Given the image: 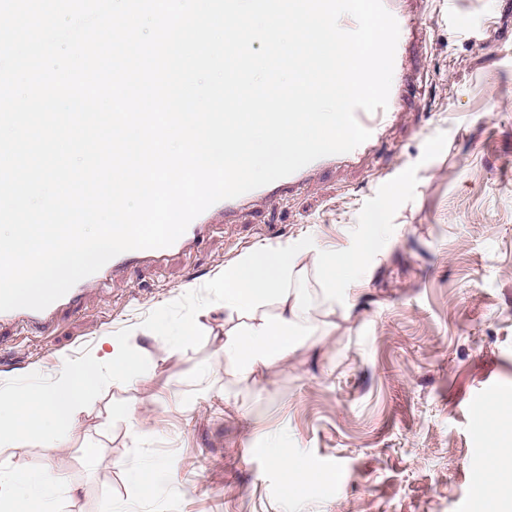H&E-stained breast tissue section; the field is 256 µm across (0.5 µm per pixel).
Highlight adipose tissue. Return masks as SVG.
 <instances>
[{
  "label": "adipose tissue",
  "mask_w": 512,
  "mask_h": 512,
  "mask_svg": "<svg viewBox=\"0 0 512 512\" xmlns=\"http://www.w3.org/2000/svg\"><path fill=\"white\" fill-rule=\"evenodd\" d=\"M387 225L370 215L352 247L337 253L302 243L253 249L224 269V363L247 378L274 366L292 347L299 327L329 328L333 316L353 307L343 290L365 273ZM315 271L323 290L319 303L305 300L296 281ZM140 377L139 361L120 345L111 352L68 361L59 373L34 386H0V433L19 442L36 435L46 455L66 444L86 406L98 395L105 375ZM64 475L50 466L30 471L0 463V512H57Z\"/></svg>",
  "instance_id": "ef3b65f1"
}]
</instances>
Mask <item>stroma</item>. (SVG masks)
Instances as JSON below:
<instances>
[{
    "label": "stroma",
    "mask_w": 512,
    "mask_h": 512,
    "mask_svg": "<svg viewBox=\"0 0 512 512\" xmlns=\"http://www.w3.org/2000/svg\"><path fill=\"white\" fill-rule=\"evenodd\" d=\"M410 8L399 116L361 165L220 222L164 268L116 272L52 335L0 326V382L54 373L107 334L140 362L138 379L105 378L53 459L34 437L0 446L78 487L62 512H482L480 486L512 484V447L478 433L512 417V0ZM379 209L391 230L348 318L227 375L225 266L257 246L350 247ZM159 317L196 322L195 338L168 349Z\"/></svg>",
    "instance_id": "stroma-1"
}]
</instances>
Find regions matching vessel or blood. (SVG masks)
I'll return each instance as SVG.
<instances>
[{
  "mask_svg": "<svg viewBox=\"0 0 512 512\" xmlns=\"http://www.w3.org/2000/svg\"><path fill=\"white\" fill-rule=\"evenodd\" d=\"M388 11L394 12L399 24L400 35L394 61V82L391 85L387 108L374 112L357 110V122L369 130L371 136L368 144H362L341 156H325L304 166L291 175L276 180L268 185L247 192L239 197L220 201L198 217L188 226L185 233L171 246L158 249H141L122 253L108 261L97 273L91 275V282L105 279L111 272L119 268H127L141 262L160 265L165 263L173 254L186 252L197 248L209 235L216 216L231 218L242 213L247 207L257 202H275L287 195L289 188L304 182L314 171L342 161L345 163L358 162L367 152L369 144L379 141L386 128L396 119L398 101L401 94L399 79L405 71V46L417 32L418 24L414 16L398 12L395 0H383ZM84 282H77L63 297L53 302L47 308L36 311L32 309H16L0 312V323H14L25 329H33L42 334L52 333L56 328L55 315L60 308L78 306L85 289Z\"/></svg>",
  "mask_w": 512,
  "mask_h": 512,
  "instance_id": "obj_1",
  "label": "vessel or blood"
}]
</instances>
